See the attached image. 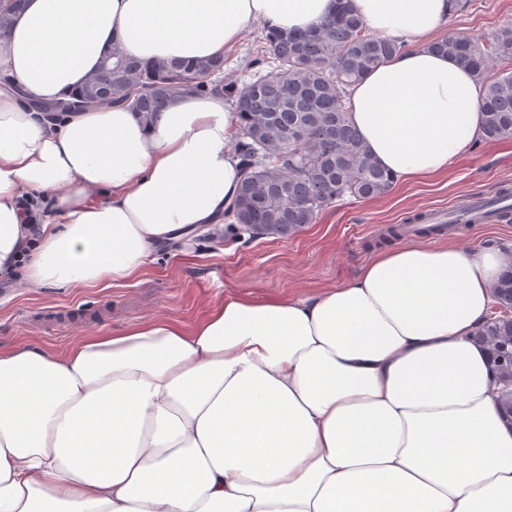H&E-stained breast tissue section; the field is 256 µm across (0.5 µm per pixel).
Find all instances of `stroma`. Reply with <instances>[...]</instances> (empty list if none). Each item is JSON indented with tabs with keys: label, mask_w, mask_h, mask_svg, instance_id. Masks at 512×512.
Returning a JSON list of instances; mask_svg holds the SVG:
<instances>
[{
	"label": "stroma",
	"mask_w": 512,
	"mask_h": 512,
	"mask_svg": "<svg viewBox=\"0 0 512 512\" xmlns=\"http://www.w3.org/2000/svg\"><path fill=\"white\" fill-rule=\"evenodd\" d=\"M505 25H512V0H471L445 31L479 39ZM506 188L512 190V140L484 142L461 152L447 175L396 183L379 198H344L288 238L194 236L159 249L127 280L0 288V349L31 343L61 354L81 337L156 317L193 325L234 292L288 295L334 286L385 248L388 226Z\"/></svg>",
	"instance_id": "stroma-1"
}]
</instances>
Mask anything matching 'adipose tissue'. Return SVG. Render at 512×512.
Returning a JSON list of instances; mask_svg holds the SVG:
<instances>
[{
	"label": "adipose tissue",
	"instance_id": "obj_1",
	"mask_svg": "<svg viewBox=\"0 0 512 512\" xmlns=\"http://www.w3.org/2000/svg\"><path fill=\"white\" fill-rule=\"evenodd\" d=\"M415 46L350 90L349 123L400 181L481 136L482 84L431 49L451 0H351ZM334 0H27L0 35V280H122L224 224L242 179L223 95L154 123L102 105L47 120L113 48L221 55L253 23L304 30ZM512 255L376 251L346 282L225 296L55 355L0 350V512H512V429L475 339Z\"/></svg>",
	"mask_w": 512,
	"mask_h": 512
}]
</instances>
